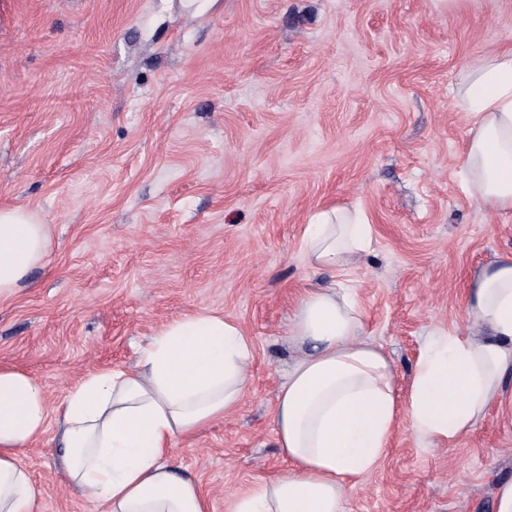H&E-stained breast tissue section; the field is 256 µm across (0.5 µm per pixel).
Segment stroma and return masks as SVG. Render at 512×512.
I'll list each match as a JSON object with an SVG mask.
<instances>
[{"label":"stroma","mask_w":512,"mask_h":512,"mask_svg":"<svg viewBox=\"0 0 512 512\" xmlns=\"http://www.w3.org/2000/svg\"><path fill=\"white\" fill-rule=\"evenodd\" d=\"M505 50L512 0H0V207L51 227L45 265L0 298V367L56 408L88 371L133 368L166 324L224 313L252 345L248 391L169 462L225 512L284 466L288 323L334 278L304 256L314 213L368 216L372 248L342 279L401 383L427 332L466 328L468 278L512 252V216L464 188L456 87ZM57 432L20 453L36 512H96ZM506 479L512 382L453 444L400 426L345 512H495Z\"/></svg>","instance_id":"35a3bbf8"}]
</instances>
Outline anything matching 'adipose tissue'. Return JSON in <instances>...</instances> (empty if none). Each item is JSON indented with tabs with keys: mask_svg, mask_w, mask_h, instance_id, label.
Masks as SVG:
<instances>
[{
	"mask_svg": "<svg viewBox=\"0 0 512 512\" xmlns=\"http://www.w3.org/2000/svg\"><path fill=\"white\" fill-rule=\"evenodd\" d=\"M458 105L470 117L460 167L466 191L495 213L512 211V52L461 78ZM49 225L19 208L0 209V297L44 264ZM365 214H314L303 235L311 268L344 270L372 246ZM469 331L435 329L422 343L408 385L384 349L364 335L354 289L308 290L288 325L300 350L281 384L274 432L287 466L227 500L225 512H343L357 484L387 454L401 423L428 446L471 432L503 402L512 380V255L468 281ZM250 345L222 314L195 311L150 336L136 366L86 373L51 412L42 385L0 367V512H34L36 489L19 452L51 419L68 482L101 512H210L196 482L167 456L237 409Z\"/></svg>",
	"mask_w": 512,
	"mask_h": 512,
	"instance_id": "obj_1",
	"label": "adipose tissue"
}]
</instances>
